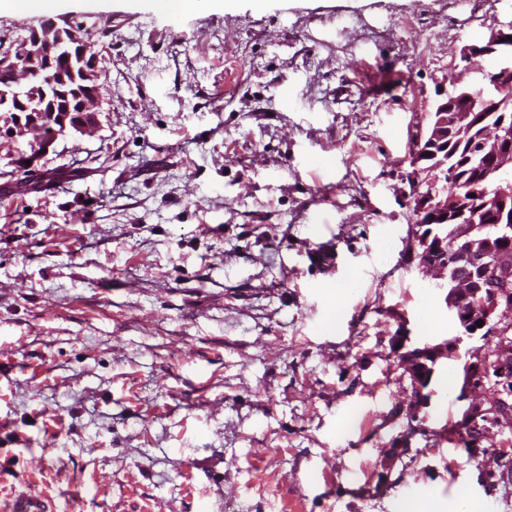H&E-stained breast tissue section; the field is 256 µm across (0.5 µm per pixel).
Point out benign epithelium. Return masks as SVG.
<instances>
[{"mask_svg": "<svg viewBox=\"0 0 512 512\" xmlns=\"http://www.w3.org/2000/svg\"><path fill=\"white\" fill-rule=\"evenodd\" d=\"M512 34L497 30L481 42L463 47L461 59L502 55ZM72 31L52 21L27 28V34L0 51V121L16 136L42 133L49 127L90 132L98 124L95 105L101 95L102 71L97 57L78 53L67 71L53 59L68 51ZM454 89L438 101L425 132L416 143L412 163L432 173L433 192L417 207L419 267L435 281L458 328V335L406 349L403 363L416 393L426 389L438 361L455 353L464 339L481 332L497 339L492 355L466 368V383L477 385L493 375L498 402L512 409V248L477 231L475 218L492 212L504 235L512 233V98L497 88L473 104L471 86L456 79ZM470 179V195H448L446 184ZM482 326H477V322Z\"/></svg>", "mask_w": 512, "mask_h": 512, "instance_id": "1", "label": "benign epithelium"}]
</instances>
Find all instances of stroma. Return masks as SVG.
I'll return each mask as SVG.
<instances>
[{
	"mask_svg": "<svg viewBox=\"0 0 512 512\" xmlns=\"http://www.w3.org/2000/svg\"><path fill=\"white\" fill-rule=\"evenodd\" d=\"M47 19L103 103L0 134V512H512V410L464 383L494 338L422 402L394 351L456 333L410 157L512 0H58L0 36ZM8 512H52L46 499L35 491H24L17 494L11 502Z\"/></svg>",
	"mask_w": 512,
	"mask_h": 512,
	"instance_id": "obj_1",
	"label": "stroma"
}]
</instances>
